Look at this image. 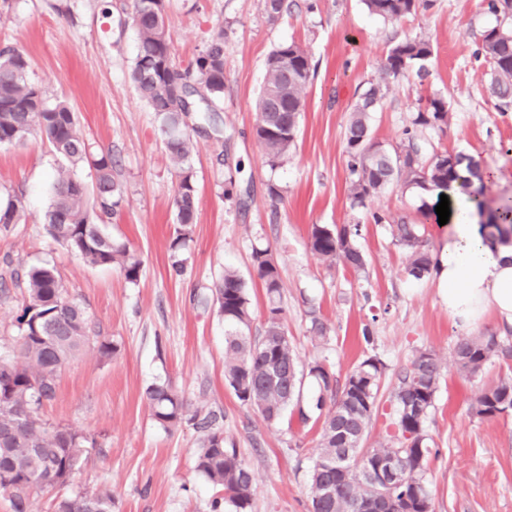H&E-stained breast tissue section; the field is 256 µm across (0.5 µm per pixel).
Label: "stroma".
<instances>
[{
    "mask_svg": "<svg viewBox=\"0 0 512 512\" xmlns=\"http://www.w3.org/2000/svg\"><path fill=\"white\" fill-rule=\"evenodd\" d=\"M167 37L185 64L216 30L224 32V96L208 134L197 116L186 133L198 208L190 237L170 249L178 170L162 143L154 112L130 79L139 50L132 26L134 0H0V44L27 55L29 77L48 102L66 101L93 153H112L121 203L105 231L141 263L137 283L119 268L94 267L47 232L45 213L59 173L89 179L88 164L71 165L38 133L0 146V197L18 196L20 223L0 228V358H21L17 318L25 300L23 273L53 265L66 294L83 306L95 331L116 348L101 357L89 344L62 367L56 397L39 412L43 423L85 437L78 467L66 483L34 493L32 512H57L60 500L106 492L112 512H213L224 491L196 469L200 435L191 421L166 430L152 418L147 388L169 382L190 410L219 415L224 435L255 477L251 512H310L309 471L321 423H301L298 407L282 420L264 421L224 383V316L213 301L225 270L246 280L251 333L266 321L265 288L251 264L253 248H270L282 279V307L301 364L324 363L337 380L368 356L384 364L367 445L394 438L391 394L400 373L421 351L436 353L443 370L426 423L432 452L425 480L434 512H512V410L491 420L474 415V399L489 387L512 383V357H493L470 376L453 358L458 340L494 334V318L475 326L453 321L434 278L406 273L409 251L394 223L417 225L436 251L445 231L423 219L420 189L390 187L350 205L345 129L350 108L380 78L389 49L406 37L429 39L426 76L401 75L371 114V132L396 147L428 97H443L447 126L424 130L427 151L462 152L498 169L482 200L497 208L512 200V108L500 111L488 90V63L474 56L496 18L484 0H432L396 22L370 16L361 0H293L288 15L270 21L263 0H167ZM294 41L309 53L315 75L304 92L294 148L270 167L254 136L255 102L269 53ZM234 173L237 197L224 194ZM386 215L383 224L371 212ZM315 224H357L367 265L357 272L311 251ZM327 328L310 337V318ZM373 341L365 343L363 329ZM499 333V332H498Z\"/></svg>",
    "mask_w": 512,
    "mask_h": 512,
    "instance_id": "35a3bbf8",
    "label": "stroma"
}]
</instances>
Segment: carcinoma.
I'll list each match as a JSON object with an SVG mask.
<instances>
[{
	"label": "carcinoma",
	"mask_w": 512,
	"mask_h": 512,
	"mask_svg": "<svg viewBox=\"0 0 512 512\" xmlns=\"http://www.w3.org/2000/svg\"><path fill=\"white\" fill-rule=\"evenodd\" d=\"M135 0L132 25L139 39V52L130 78L140 97L155 113L167 152L178 170L174 195L178 227L170 242L173 252L185 245L195 223L198 190L190 164L191 137L182 131L184 117L177 109V90L190 97L193 110L215 111L224 96V31L211 35L203 51L184 66L168 54L171 50L165 30V0ZM367 11L385 21L399 20L427 6V0H362ZM487 9L500 19L483 31L475 58L490 67L489 90L497 107H512V0H487ZM433 50L422 37L395 42L381 66V81L370 84L351 109L345 131L346 166L351 175L352 205L363 206L370 196L394 184L423 190L452 187L476 200L488 175L481 163L462 153L433 152L425 156L417 128L448 124L449 108L444 98L434 96L419 108L412 127L403 131L401 143L389 150L371 137L369 114L389 90V80L415 69L426 73ZM29 60L12 46L0 48V146L20 143L35 131L53 152L72 163L88 161L93 170L92 185L67 173L54 184L46 212L50 235L81 255L88 263L117 265L125 279L140 278L141 263L126 245L112 240L92 220L88 196L104 215L120 204V194L112 176L111 153L90 157L78 119L63 101L47 102L42 89L28 78ZM288 72H283V69ZM314 76L307 51L291 41L276 46L267 59L266 76L257 100L255 137L267 163L276 167L295 144L303 92ZM280 88L281 108L267 111L270 89ZM23 213L21 200L8 196L0 202V224H15ZM489 224L500 234L512 232V205L497 209ZM396 242L410 250L407 274L417 280L432 270V253L421 244L415 224H395ZM359 225H313L309 235L312 251L330 262H340L356 271L366 260L356 245ZM253 264L267 296V317L262 333L250 334L251 306L246 282L234 271L225 270L216 285L214 301L224 314V382L244 405L257 410L269 423L278 422L288 407L300 400L304 376L316 383L315 403L323 417L315 457L309 474L311 512H365L375 499L392 497L394 512H433L431 494L424 478L426 458L431 452L426 422L433 406L442 374V361L432 351H421L398 378L394 391L396 425L403 442H380L371 448H357L342 456L344 436L366 439L376 408L384 365L375 356L359 362L342 386L320 362L300 367L283 325L282 280L278 266L267 248H255ZM25 305L18 318L23 363L0 360V472L12 475L17 484L11 495L12 512H31L23 487L46 481L51 486L64 482L76 469L85 438L62 426H44L37 413L56 396L58 370L90 343L92 327L85 309L68 298L49 264L32 266L24 273ZM512 349L490 334L466 336L454 347L459 369L469 375L479 373L495 355L509 356ZM152 417L162 428L172 429L188 416L184 398L172 385L157 382L147 389ZM512 409V384H500L482 392L473 404L481 419L493 418ZM202 433L197 470L212 484L224 489V512H250L254 477L239 459L234 447H226L224 429L213 413L191 415ZM400 455L403 467L389 487L371 474L377 461ZM333 485L326 498L322 490ZM58 512H112V496L107 493L82 495L64 500Z\"/></svg>",
	"instance_id": "carcinoma-1"
}]
</instances>
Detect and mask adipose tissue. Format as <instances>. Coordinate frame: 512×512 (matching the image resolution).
I'll return each mask as SVG.
<instances>
[{
    "mask_svg": "<svg viewBox=\"0 0 512 512\" xmlns=\"http://www.w3.org/2000/svg\"><path fill=\"white\" fill-rule=\"evenodd\" d=\"M448 199V239L434 253L432 269L448 314L468 326L491 314L500 327L512 330V245L490 236L465 195L452 190Z\"/></svg>",
    "mask_w": 512,
    "mask_h": 512,
    "instance_id": "obj_1",
    "label": "adipose tissue"
}]
</instances>
